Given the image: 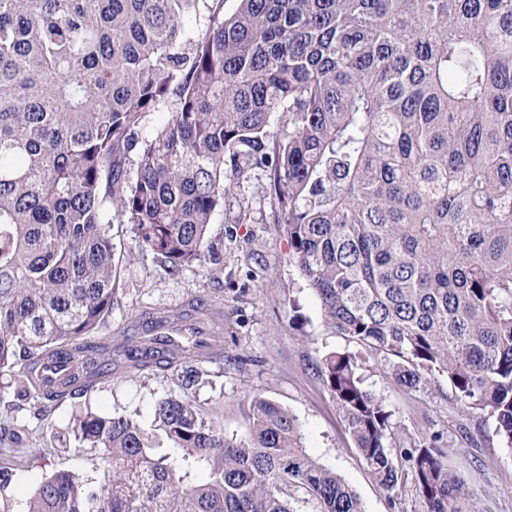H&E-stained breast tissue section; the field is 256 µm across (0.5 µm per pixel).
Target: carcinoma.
<instances>
[{"label": "carcinoma", "mask_w": 512, "mask_h": 512, "mask_svg": "<svg viewBox=\"0 0 512 512\" xmlns=\"http://www.w3.org/2000/svg\"><path fill=\"white\" fill-rule=\"evenodd\" d=\"M0 0V376L40 409L143 370L157 337L112 356L111 223L177 270L215 260L208 226L263 170L326 322L409 391L444 378L487 442L512 447V0ZM167 122L149 138L150 112ZM277 119L284 130L271 129ZM168 364L199 356L166 337ZM63 357L43 390L35 366ZM360 352L317 367L390 501L481 512L442 434L397 446ZM229 438L184 394L154 428L87 407L96 477H45L27 512H364L260 396ZM16 448H0V492ZM207 480H194L199 468Z\"/></svg>", "instance_id": "cac0c4a2"}]
</instances>
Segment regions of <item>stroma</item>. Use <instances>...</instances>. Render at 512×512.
Segmentation results:
<instances>
[{"label":"stroma","mask_w":512,"mask_h":512,"mask_svg":"<svg viewBox=\"0 0 512 512\" xmlns=\"http://www.w3.org/2000/svg\"><path fill=\"white\" fill-rule=\"evenodd\" d=\"M265 181L264 171H252L238 195L224 201L228 209L246 207L250 221L230 224L224 215L214 216L208 235L222 249L216 266L191 265L169 273L152 253L134 252L131 225L113 224L119 291L99 334L117 345L142 313L177 312L204 300L224 324L215 338L222 353L197 364L199 378L189 394L209 418L223 425L226 436L247 434L252 396L274 400L298 420L307 453L342 476L364 512H419L414 497L393 503L380 489L316 373L326 354L347 350L350 344L326 324L281 226L262 222L270 209L261 190ZM233 355L243 356L244 364H229ZM362 360L366 385L384 398L401 442L444 432L440 446L448 467L477 496L482 512H512V448L483 443L479 413L461 414L447 383L429 394H415L372 356L363 355ZM179 391L175 370L149 367L100 380L89 399L96 412L129 415L148 429L155 402ZM80 406V400L68 399L34 415L29 403L18 401L0 378V425L19 419L25 426L18 443L23 461L7 491L12 512H25L37 485L53 472L94 478L98 449L81 448L70 440Z\"/></svg>","instance_id":"1"}]
</instances>
